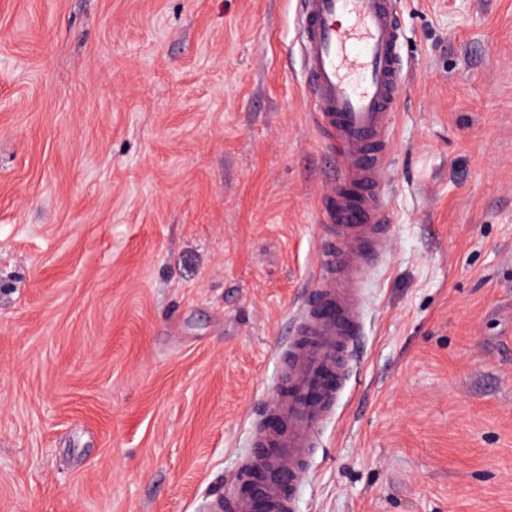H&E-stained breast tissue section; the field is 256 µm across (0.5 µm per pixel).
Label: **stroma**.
<instances>
[{
	"mask_svg": "<svg viewBox=\"0 0 512 512\" xmlns=\"http://www.w3.org/2000/svg\"><path fill=\"white\" fill-rule=\"evenodd\" d=\"M392 241L296 512H512V0H397ZM297 0H0V512H210L336 163Z\"/></svg>",
	"mask_w": 512,
	"mask_h": 512,
	"instance_id": "35a3bbf8",
	"label": "stroma"
}]
</instances>
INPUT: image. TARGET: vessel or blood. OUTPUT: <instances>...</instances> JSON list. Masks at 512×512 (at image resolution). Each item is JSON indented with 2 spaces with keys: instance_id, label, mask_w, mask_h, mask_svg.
I'll return each instance as SVG.
<instances>
[{
  "instance_id": "1",
  "label": "vessel or blood",
  "mask_w": 512,
  "mask_h": 512,
  "mask_svg": "<svg viewBox=\"0 0 512 512\" xmlns=\"http://www.w3.org/2000/svg\"><path fill=\"white\" fill-rule=\"evenodd\" d=\"M296 25L314 122L339 173L321 198L322 238L313 286L295 334L278 354L265 405L274 429L253 427L240 471L249 489L213 512H294L325 425L350 381L363 331V280L391 239L385 157L400 93L396 0H298Z\"/></svg>"
}]
</instances>
